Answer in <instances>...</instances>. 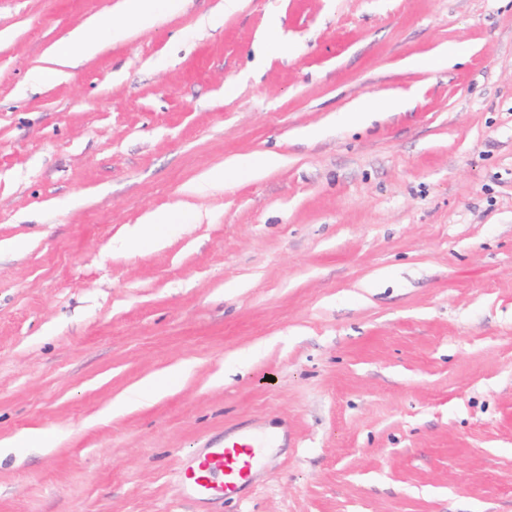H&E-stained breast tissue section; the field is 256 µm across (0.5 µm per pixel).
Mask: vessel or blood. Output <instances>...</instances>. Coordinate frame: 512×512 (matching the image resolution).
<instances>
[{"label":"vessel or blood","instance_id":"b4317fda","mask_svg":"<svg viewBox=\"0 0 512 512\" xmlns=\"http://www.w3.org/2000/svg\"><path fill=\"white\" fill-rule=\"evenodd\" d=\"M259 446L258 439L245 437L229 446L206 449L181 474L187 495L199 501L237 495Z\"/></svg>","mask_w":512,"mask_h":512}]
</instances>
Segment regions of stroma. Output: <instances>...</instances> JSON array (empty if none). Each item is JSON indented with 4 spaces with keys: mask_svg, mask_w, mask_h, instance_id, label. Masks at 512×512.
Segmentation results:
<instances>
[{
    "mask_svg": "<svg viewBox=\"0 0 512 512\" xmlns=\"http://www.w3.org/2000/svg\"><path fill=\"white\" fill-rule=\"evenodd\" d=\"M122 2L0 0V512H512V0H188L55 75ZM281 162L280 157L271 154H256L251 160L244 163L230 162L225 167H216L204 174L197 184H193V189L200 193L206 190L208 186L222 185L224 177L229 171H242L252 177H260L267 171L277 167ZM178 214L174 212L153 213L146 218L148 224H138L131 231L128 244L135 246L145 240H153L157 244H163V240L157 234L159 224H175ZM256 448H262L261 442L252 437H243L230 446L207 448L181 474L187 495L199 501L237 495L256 456ZM216 475L221 476L220 481Z\"/></svg>",
    "mask_w": 512,
    "mask_h": 512,
    "instance_id": "stroma-1",
    "label": "stroma"
}]
</instances>
